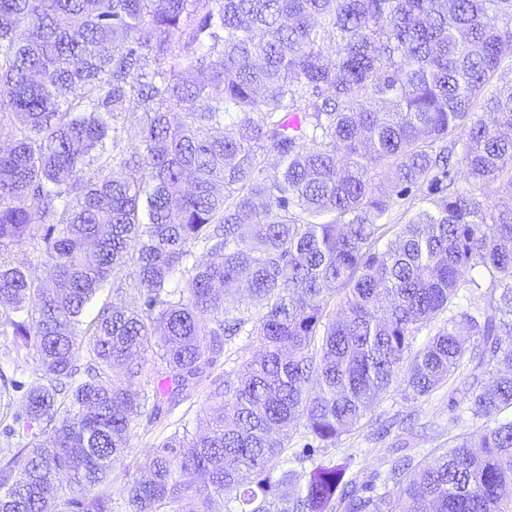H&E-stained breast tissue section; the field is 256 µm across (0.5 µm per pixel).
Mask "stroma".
<instances>
[{
  "instance_id": "obj_1",
  "label": "stroma",
  "mask_w": 512,
  "mask_h": 512,
  "mask_svg": "<svg viewBox=\"0 0 512 512\" xmlns=\"http://www.w3.org/2000/svg\"><path fill=\"white\" fill-rule=\"evenodd\" d=\"M255 350L256 346L249 338L240 337L211 368L209 378L202 380L193 400L176 409L167 423L153 426L148 431L138 428L132 432L123 461L109 477L112 512H123L124 484L139 476L155 445L170 433L179 419L204 421L211 380L223 377L234 364L250 358ZM0 368L22 384L21 389L11 391L9 399L0 398V456L9 457L17 451V439L7 435L5 429L11 425L13 414L22 410L23 388L40 382L43 368L35 353L9 334L0 335ZM461 399V394L451 383L416 400L407 398L400 390H390L379 398L355 430L342 436L335 445L323 449L319 457L347 465L348 478L356 482L373 480L386 474L392 448L405 445L421 457L434 449L447 447L454 435L473 431L474 424Z\"/></svg>"
}]
</instances>
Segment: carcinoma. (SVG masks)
Masks as SVG:
<instances>
[{
	"mask_svg": "<svg viewBox=\"0 0 512 512\" xmlns=\"http://www.w3.org/2000/svg\"><path fill=\"white\" fill-rule=\"evenodd\" d=\"M509 43L512 0H0V334L44 367L0 512H112L132 430L237 336L259 353L211 382L203 430L157 445L127 512H512V78L486 92ZM424 183L380 246L394 195ZM110 283L133 303L85 320ZM464 287L480 303L461 311ZM460 375L477 430L394 449L381 485L287 467L292 433L332 446L391 387Z\"/></svg>",
	"mask_w": 512,
	"mask_h": 512,
	"instance_id": "cac0c4a2",
	"label": "carcinoma"
}]
</instances>
